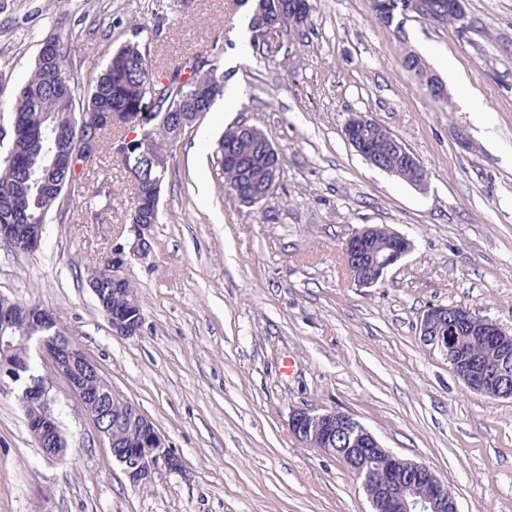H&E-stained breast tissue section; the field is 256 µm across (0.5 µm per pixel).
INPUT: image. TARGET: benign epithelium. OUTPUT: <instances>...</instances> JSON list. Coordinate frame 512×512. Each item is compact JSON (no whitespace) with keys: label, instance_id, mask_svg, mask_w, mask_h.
Segmentation results:
<instances>
[{"label":"benign epithelium","instance_id":"1","mask_svg":"<svg viewBox=\"0 0 512 512\" xmlns=\"http://www.w3.org/2000/svg\"><path fill=\"white\" fill-rule=\"evenodd\" d=\"M385 126L373 117L353 113L344 125L346 141L369 164L383 172L398 164L416 167L415 184L427 181L426 172L416 165L415 159L395 138H386ZM378 141H389L387 160H382L379 150L368 136ZM272 159L266 195H271L278 182L282 159L270 140H265ZM135 243L132 251L143 253L147 240L148 224L131 223ZM375 228L365 225L357 229L344 243L342 254L353 284L371 288L378 284L387 271L412 250L411 242L392 232L388 243L381 249L374 244ZM127 259L123 247L112 248V255L104 269L112 277V284L128 280ZM13 317L23 321L28 335L22 342L29 343L31 333H42L40 351L47 362L49 374L29 373L28 359L21 357L8 365L4 374L13 384L19 385L17 398L42 406V421L38 424L39 448L45 457L57 459L64 450L57 440V421L49 398L53 382H61L81 410L92 420L99 436L112 456L121 466L130 484L151 485L162 471L179 472L183 463L169 447L165 437L153 422L133 402L128 403L124 415L112 417L114 389L101 365L83 349L64 335L57 315L38 306L9 303ZM112 334L133 337L140 330V323L130 314L113 315L103 308ZM420 342L431 350L439 351L465 388L489 398H512V332L499 323L475 316L465 305L433 306L420 318L417 326ZM467 334L497 354L491 366L456 342V337ZM133 427L140 432L141 447L129 448L125 430ZM292 435L305 447L338 457L361 480V485L371 503L373 512H459L456 498L429 467L421 463L406 462L384 448L378 439L358 422L352 414L336 408L314 411L296 408L288 423Z\"/></svg>","mask_w":512,"mask_h":512}]
</instances>
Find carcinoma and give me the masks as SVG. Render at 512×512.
<instances>
[{"mask_svg": "<svg viewBox=\"0 0 512 512\" xmlns=\"http://www.w3.org/2000/svg\"><path fill=\"white\" fill-rule=\"evenodd\" d=\"M300 0H239L248 8L251 45L257 51L268 46L267 29L258 13L275 20L278 34L291 36L301 26L288 23V16ZM390 23L400 32L401 16L415 13L425 19L414 0H387ZM48 46L37 57L34 69L15 92L9 108L13 135L8 155L0 163V226L17 236L43 235L49 214L68 195H84L85 171H76L73 162L91 161L89 141L97 152L108 149L137 183L129 221L144 213L159 211L162 184L170 170L166 146L181 125L187 111L208 112L221 92L217 68L195 55L157 78L151 68L150 47L132 37L112 54L105 69L86 75L72 65L74 45L69 36L54 33L41 41ZM136 134L150 131L148 151L125 145L128 129ZM215 156L224 175V187L246 205L268 179L270 160L265 143L231 130L221 137ZM100 299L112 312L127 311V294L138 295L132 282L114 287L101 273Z\"/></svg>", "mask_w": 512, "mask_h": 512, "instance_id": "cac0c4a2", "label": "carcinoma"}]
</instances>
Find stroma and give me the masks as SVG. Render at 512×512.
Returning <instances> with one entry per match:
<instances>
[{
  "label": "stroma",
  "instance_id": "35a3bbf8",
  "mask_svg": "<svg viewBox=\"0 0 512 512\" xmlns=\"http://www.w3.org/2000/svg\"><path fill=\"white\" fill-rule=\"evenodd\" d=\"M155 4L0 0V125L41 39L59 27L78 37L73 64L85 74L136 33L156 73L213 55L225 85L244 88L235 111L208 112L169 145L149 255L131 250L134 187L104 156L94 178L111 187V208L94 220L75 197L37 250L0 241V296L56 313L183 469L132 487L58 383L50 394L67 459H47L13 390H0V512H371L344 464L293 437L296 407L352 414L447 482L460 512H512V400L469 392L417 330L423 311L452 304L512 329V0H464L451 24L411 13L397 33L369 0H312L303 35L274 39L266 55L238 53L246 10L234 0H185L160 14ZM411 52L444 82L447 102L404 67ZM447 56L465 84L449 82ZM472 92L482 111L470 110ZM356 112L414 153L426 188L348 144ZM238 121L283 157L273 196L251 208L225 191L213 157ZM366 224L413 250L358 288L341 247ZM116 246L129 251L143 303L131 338L113 335L87 280Z\"/></svg>",
  "mask_w": 512,
  "mask_h": 512
}]
</instances>
